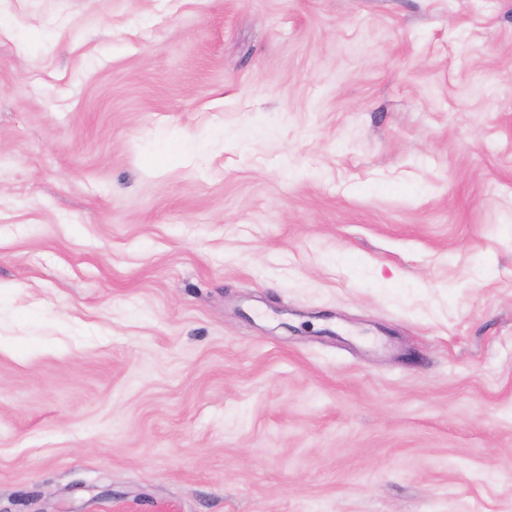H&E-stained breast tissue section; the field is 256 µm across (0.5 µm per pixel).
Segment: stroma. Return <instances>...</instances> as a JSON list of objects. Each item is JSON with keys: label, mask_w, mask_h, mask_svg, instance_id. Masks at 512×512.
Instances as JSON below:
<instances>
[{"label": "stroma", "mask_w": 512, "mask_h": 512, "mask_svg": "<svg viewBox=\"0 0 512 512\" xmlns=\"http://www.w3.org/2000/svg\"><path fill=\"white\" fill-rule=\"evenodd\" d=\"M0 512H512V0H0Z\"/></svg>", "instance_id": "1"}]
</instances>
